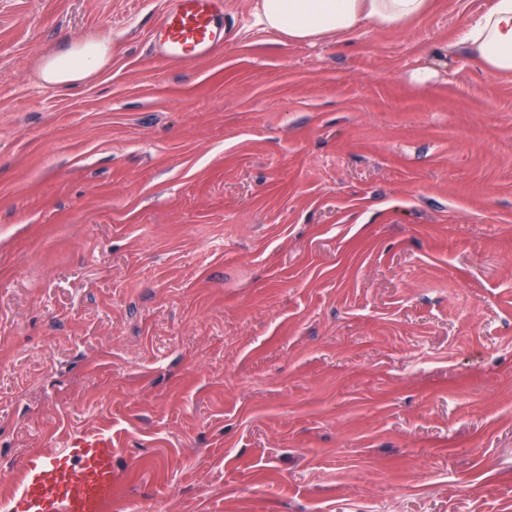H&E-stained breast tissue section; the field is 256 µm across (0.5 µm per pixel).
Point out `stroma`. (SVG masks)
<instances>
[{
    "label": "stroma",
    "mask_w": 512,
    "mask_h": 512,
    "mask_svg": "<svg viewBox=\"0 0 512 512\" xmlns=\"http://www.w3.org/2000/svg\"><path fill=\"white\" fill-rule=\"evenodd\" d=\"M167 4L0 0V512L79 432L108 512H512L491 0L314 43L223 0L212 59L159 64ZM83 40L111 61L45 85ZM462 42L487 70L512 74V0H492L461 32ZM110 55V46L106 43L90 40L77 43L68 52L44 61L41 80L49 86H74L103 69Z\"/></svg>",
    "instance_id": "obj_1"
}]
</instances>
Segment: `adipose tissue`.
<instances>
[{"label":"adipose tissue","instance_id":"obj_1","mask_svg":"<svg viewBox=\"0 0 512 512\" xmlns=\"http://www.w3.org/2000/svg\"><path fill=\"white\" fill-rule=\"evenodd\" d=\"M432 0H261L260 20L275 35L290 41L323 40L348 35L362 25L399 30L424 17ZM470 53L487 70L512 74V0H492L461 32ZM110 47L98 41L75 44L44 61V84L71 87L89 79L110 60Z\"/></svg>","mask_w":512,"mask_h":512}]
</instances>
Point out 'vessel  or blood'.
Masks as SVG:
<instances>
[{
	"mask_svg": "<svg viewBox=\"0 0 512 512\" xmlns=\"http://www.w3.org/2000/svg\"><path fill=\"white\" fill-rule=\"evenodd\" d=\"M152 43L164 62L209 58L224 43L222 0H171ZM114 482L111 435H74L63 448L23 465L9 512H100L112 501Z\"/></svg>",
	"mask_w": 512,
	"mask_h": 512,
	"instance_id": "obj_1",
	"label": "vessel or blood"
}]
</instances>
